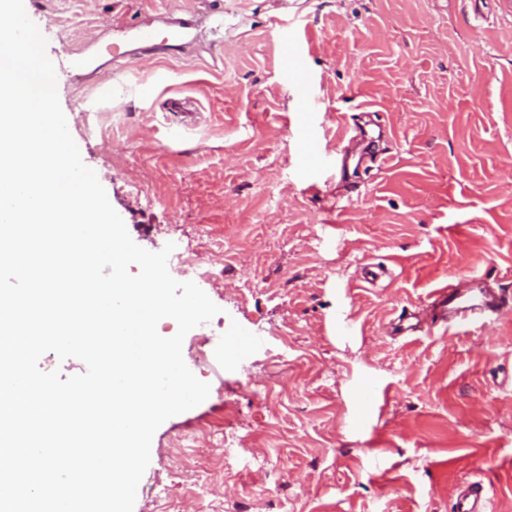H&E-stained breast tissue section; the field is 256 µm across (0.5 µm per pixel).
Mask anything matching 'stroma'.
<instances>
[{
	"label": "stroma",
	"mask_w": 512,
	"mask_h": 512,
	"mask_svg": "<svg viewBox=\"0 0 512 512\" xmlns=\"http://www.w3.org/2000/svg\"><path fill=\"white\" fill-rule=\"evenodd\" d=\"M52 62L85 45L98 72L60 105L132 240L197 250L232 238L203 284L233 339L186 365L210 386L155 432L134 512H197L186 439L222 453L220 512H451L482 483L512 512V314L432 322L448 275L512 293V0H34ZM192 44L101 53L116 22ZM297 31L294 47L275 37ZM294 74L285 68L291 56ZM319 102L303 111L306 100ZM91 120H84V113ZM481 273L479 281L468 272ZM419 327L393 328L400 314ZM280 487L279 501L267 490Z\"/></svg>",
	"instance_id": "obj_1"
}]
</instances>
